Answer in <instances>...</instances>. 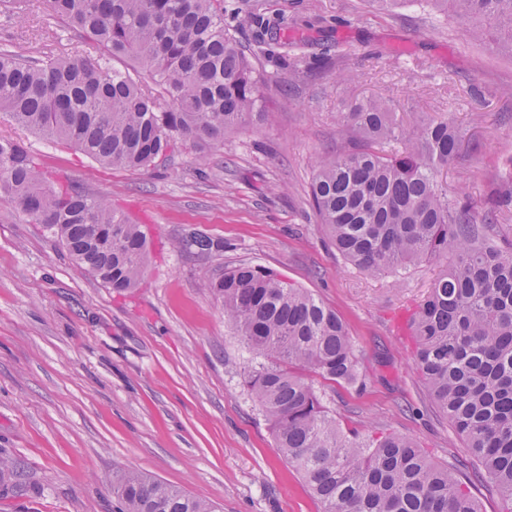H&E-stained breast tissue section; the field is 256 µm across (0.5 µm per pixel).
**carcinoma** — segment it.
Returning a JSON list of instances; mask_svg holds the SVG:
<instances>
[{
	"mask_svg": "<svg viewBox=\"0 0 512 512\" xmlns=\"http://www.w3.org/2000/svg\"><path fill=\"white\" fill-rule=\"evenodd\" d=\"M101 54L26 57L0 48V114L104 167L154 169L184 142L202 149L267 120V73L224 27V0H44ZM469 25L472 41L512 55V0H429ZM125 57L157 92L110 65ZM338 121L352 134L317 162L311 205L336 252L369 276L448 255L413 321L415 366L465 441L479 474L512 512V245L443 171L461 134L447 120L398 121L384 97L348 93ZM0 195L10 197L116 292L144 276L147 236L105 198L49 184L24 142L0 139ZM188 244L212 254L224 242ZM202 287L249 349L248 394L288 464L323 512H480L466 482L396 434L345 433L310 377L360 380L346 327L312 293L240 264ZM117 512H215V506L133 470L112 478Z\"/></svg>",
	"mask_w": 512,
	"mask_h": 512,
	"instance_id": "1",
	"label": "carcinoma"
}]
</instances>
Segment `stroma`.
<instances>
[{"mask_svg": "<svg viewBox=\"0 0 512 512\" xmlns=\"http://www.w3.org/2000/svg\"><path fill=\"white\" fill-rule=\"evenodd\" d=\"M258 19L290 47L259 61L269 121L206 153L188 144L154 170L103 168L0 122V137L24 141L51 178L109 199L149 240L141 284L122 296L0 197V455L17 470L0 512H113L112 476L124 469L218 512H322L244 388L248 353L201 286L242 263L343 320L364 382L314 386L344 430L410 437L452 469L467 461L413 360L412 318L443 261L360 273L329 245L309 190L317 161L348 138L336 76L350 70L356 97L384 95L404 121L445 118L461 131L448 186L484 206L512 169V56L474 43L424 0L386 14L364 0H224L225 25L251 51ZM0 44L33 57L99 54L42 0L19 20L0 13ZM299 59L327 66L298 71ZM195 232L223 240V252L184 247Z\"/></svg>", "mask_w": 512, "mask_h": 512, "instance_id": "35a3bbf8", "label": "stroma"}]
</instances>
